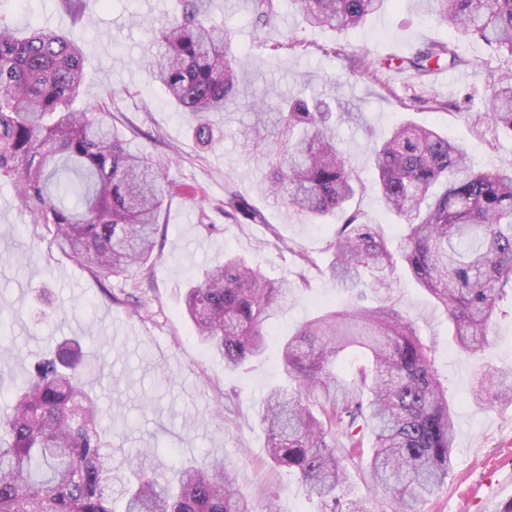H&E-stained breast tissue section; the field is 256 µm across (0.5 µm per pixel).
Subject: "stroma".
Listing matches in <instances>:
<instances>
[{
	"label": "stroma",
	"instance_id": "1",
	"mask_svg": "<svg viewBox=\"0 0 512 512\" xmlns=\"http://www.w3.org/2000/svg\"><path fill=\"white\" fill-rule=\"evenodd\" d=\"M11 2L1 13L13 28L36 25L80 40L83 103L104 104L103 119L124 132L130 150L159 166L167 201L150 279L137 272L105 278L40 237L11 184L0 180V406L8 403L13 379L30 362L63 339L80 336L88 388L124 424L114 447L141 449L160 471L187 458L204 466L218 453L244 464L239 490L257 512L271 499L280 512H318L296 475L267 459L266 434L257 418L261 398L280 381L283 338L300 325L328 309L392 303L413 320L429 346L455 420L448 481L419 512H483L488 499L512 500V405L491 408L472 396L479 372L512 369L511 300L499 305L488 348L470 355L454 342L443 308L408 272L398 271L391 288H369L361 295L332 279L324 246L336 218L308 222L255 191L266 168L241 134L243 126L253 124V111L232 107L217 115L224 138L203 148L187 117L150 79L154 37L148 27L172 12L174 0H84L80 21L61 0ZM224 2L210 0V10L230 30L231 47L245 63L240 88L246 100L271 91L287 94L306 81L315 90L335 93L337 111L361 113L360 125L336 124L340 146L364 183L350 207L366 223L378 225L391 248H398L405 229L380 201L371 155L397 124L438 127L467 149L478 168L512 167V134L474 121L491 94L492 76L512 66L508 57L462 40L458 50L471 58L469 66L444 69L421 82L392 69L378 78L365 74L363 59L407 57L425 43L448 40V26L425 14L418 0H390L364 28L342 33L304 27L290 0H282L277 19L260 30L248 5L228 9ZM287 34L297 47L279 49ZM230 191L256 206L263 223L225 218ZM273 228L288 249L258 248V240ZM302 251L317 265L308 270L306 287L296 289L271 322L263 359L225 369L223 359L197 340L184 313L189 284L228 254L245 257L270 279L292 281ZM131 293L144 304L140 312L125 302Z\"/></svg>",
	"mask_w": 512,
	"mask_h": 512
}]
</instances>
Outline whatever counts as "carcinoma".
I'll list each match as a JSON object with an SVG mask.
<instances>
[{
  "instance_id": "obj_1",
  "label": "carcinoma",
  "mask_w": 512,
  "mask_h": 512,
  "mask_svg": "<svg viewBox=\"0 0 512 512\" xmlns=\"http://www.w3.org/2000/svg\"><path fill=\"white\" fill-rule=\"evenodd\" d=\"M280 0H250L257 23L277 16ZM454 34L512 56V0H419ZM303 23L344 31L385 10L388 0H295ZM149 71L195 140L210 146V117L236 97L241 58L205 0H175L158 32ZM470 64L453 42L423 45L401 66L422 77L432 66ZM84 59L71 37L44 29L25 35L0 17V179L13 185L31 223L77 265L103 277L151 276L165 201L157 167L131 152L103 107L72 109L82 92ZM512 133V71L494 79L485 110ZM268 160L257 190L313 221L342 217L325 251L331 276L355 286L391 287L404 265L444 307L457 346L478 353L501 300L512 294V168L482 171L436 128L394 127L373 151L380 198L406 227L391 251L376 225L351 211L358 173L338 148L332 111L300 86L279 97L272 130L244 127ZM224 216L251 224L261 214L231 192ZM297 283L272 281L241 257L206 269L185 293L198 341L237 370L266 349L265 323ZM429 347L395 305L330 310L283 344L285 383L261 404L267 455L293 470L320 512H415L451 469L454 421ZM85 354L71 339L40 359L0 408V512H254L240 493L241 467L216 457L187 460L170 473L146 464L136 448H114L120 426L85 390ZM477 398H512V374L482 372ZM353 471H366L382 495L368 508L349 497Z\"/></svg>"
}]
</instances>
